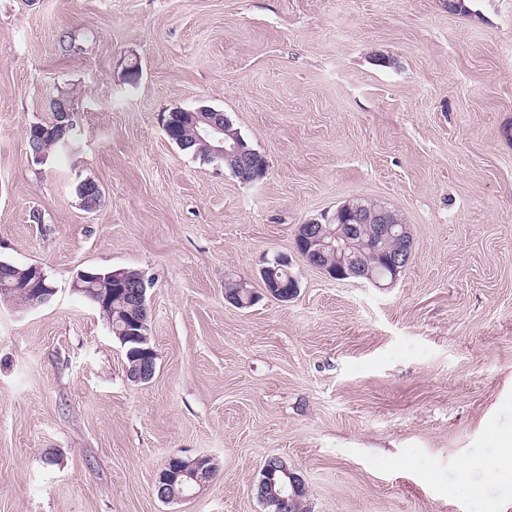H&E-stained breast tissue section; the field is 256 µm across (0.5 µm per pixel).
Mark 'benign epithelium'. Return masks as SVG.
Returning a JSON list of instances; mask_svg holds the SVG:
<instances>
[{
	"mask_svg": "<svg viewBox=\"0 0 512 512\" xmlns=\"http://www.w3.org/2000/svg\"><path fill=\"white\" fill-rule=\"evenodd\" d=\"M52 112L58 122H73V109L70 102L63 98L52 101ZM195 141L206 147L210 155L218 160L226 156L238 159L240 180H255L254 170L259 164L256 156L241 150L237 136L230 130V120L217 112L192 129ZM353 223H339L334 228H323L318 221L301 224L297 228L295 245L301 258L311 267L332 280L344 281L357 279L367 281L377 288H389L399 278L408 265L413 253V238L408 225L386 207L378 210H362L350 216ZM367 253L376 257L371 265L362 263L361 255ZM278 267L288 273V287H298L297 278L291 274V260L285 254H277L261 269V280L265 293L278 301L285 298L282 285L275 279H269L272 267ZM36 283L43 281L44 274L38 266L31 265L22 271L17 267H5L0 272V294L11 293L20 284V276ZM151 283L145 279L123 285L122 294L128 297L131 305L145 302ZM143 321L123 322L122 341H134L144 338L140 328ZM157 354L151 347L140 349L137 361L127 367L128 380L143 383L152 379L156 370ZM180 456H172L159 471L154 482L157 498L166 502L189 501L196 497L197 489L203 487L212 476L214 467L209 459H193L194 468L183 469ZM281 473L286 481L274 489L275 475ZM302 483L300 475L295 473L279 457H271L261 470L257 484V496L266 506L280 505L292 496L296 487Z\"/></svg>",
	"mask_w": 512,
	"mask_h": 512,
	"instance_id": "obj_1",
	"label": "benign epithelium"
}]
</instances>
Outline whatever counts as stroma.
<instances>
[{
  "mask_svg": "<svg viewBox=\"0 0 512 512\" xmlns=\"http://www.w3.org/2000/svg\"><path fill=\"white\" fill-rule=\"evenodd\" d=\"M467 5L0 0V260L55 289L0 301V512H266L271 456L308 512H512L485 433L512 429V0ZM60 95L77 140L35 162L26 132ZM201 106L262 179L168 138L169 112ZM352 199L408 225L397 282L295 259L297 296H265L264 259ZM89 268L152 280L149 382L73 291ZM228 276L258 301L225 302ZM174 455L215 468L186 502L153 492ZM156 358L157 354L153 348L140 349L137 361L132 362L131 366L127 365L128 380L133 383H143L151 380L156 370ZM266 461L261 470V478L257 484V496L265 506H270L272 503L279 506L282 502H286L288 498L292 496L296 487L300 483L303 484V481L300 475L295 473L293 469H290L281 458L271 457L266 459ZM279 472L288 480L283 481L280 484L279 489L276 491L274 489L275 479L279 482L282 478V475ZM267 509L268 512H272L275 509V506L267 507Z\"/></svg>",
  "mask_w": 512,
  "mask_h": 512,
  "instance_id": "35a3bbf8",
  "label": "stroma"
}]
</instances>
